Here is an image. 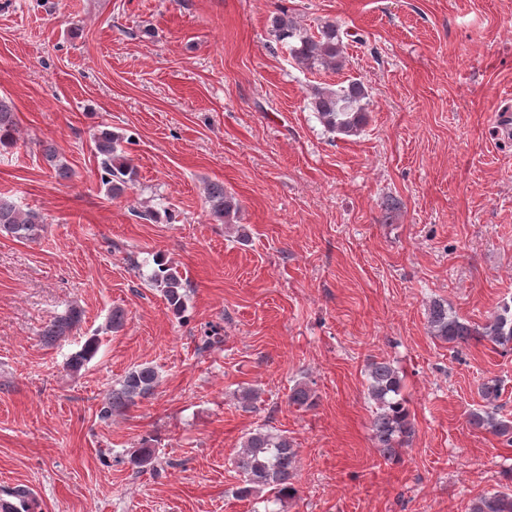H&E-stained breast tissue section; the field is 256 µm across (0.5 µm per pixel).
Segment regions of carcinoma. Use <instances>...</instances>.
Returning <instances> with one entry per match:
<instances>
[{
  "label": "carcinoma",
  "mask_w": 512,
  "mask_h": 512,
  "mask_svg": "<svg viewBox=\"0 0 512 512\" xmlns=\"http://www.w3.org/2000/svg\"><path fill=\"white\" fill-rule=\"evenodd\" d=\"M270 31L276 41L288 46L293 60L305 68L342 69L346 64L341 28L334 21H326L317 33L310 34L288 14L284 4L276 6L269 16ZM365 85L351 80L337 88H316L308 97V104L320 123L330 132L344 136L359 135L368 122ZM15 116L11 102L0 99V147L15 145ZM123 138L110 131L94 136V146L99 158L103 184L109 186L112 195H121L137 175L132 160L124 156ZM45 160L55 176L68 180L71 168L63 162L51 143L43 148ZM205 204L211 218L219 224H229L239 210L236 197L224 190V184L212 182L205 192ZM45 218L36 211L22 212L13 202L0 198V235L16 240H28L42 231ZM150 282L164 296L169 308L179 315L184 310L185 288L180 272L161 261L153 270ZM81 321L80 311L72 308L57 317L42 331L43 340L53 342L75 328ZM428 326L431 334L454 347L468 345L472 341H487L505 352L512 351V301L502 303L481 325H472L460 318L448 305L435 301L429 308ZM97 340H87L81 350L72 355L68 367L80 369L97 351ZM367 394L375 405L372 421L373 438L383 456L394 459L408 445L415 428L405 400L401 397V377L387 360H374L368 365ZM158 381V371L150 365H140L125 374L117 386L102 400L98 415L108 420L150 396ZM501 387L495 377L484 380L479 393L484 401L480 409L468 414V424L475 430L487 431L504 437L512 443V420L499 416L497 401ZM289 402L300 407L315 404L312 391L304 384L296 385L289 395ZM243 451L236 465L243 476L237 493L248 497L260 490H269L275 497L285 498L296 492V449L288 435L274 433L266 427H258L246 434ZM469 512H512V489L494 490L472 502Z\"/></svg>",
  "instance_id": "carcinoma-1"
}]
</instances>
